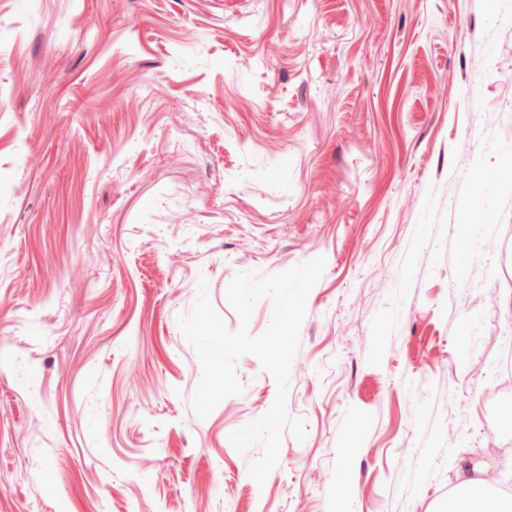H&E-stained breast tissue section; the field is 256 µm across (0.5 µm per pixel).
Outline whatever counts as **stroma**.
Wrapping results in <instances>:
<instances>
[{
	"label": "stroma",
	"instance_id": "35a3bbf8",
	"mask_svg": "<svg viewBox=\"0 0 512 512\" xmlns=\"http://www.w3.org/2000/svg\"><path fill=\"white\" fill-rule=\"evenodd\" d=\"M512 0H0V512H448L512 461ZM496 71L495 80L476 77ZM326 259L284 434L204 419L200 280Z\"/></svg>",
	"mask_w": 512,
	"mask_h": 512
}]
</instances>
